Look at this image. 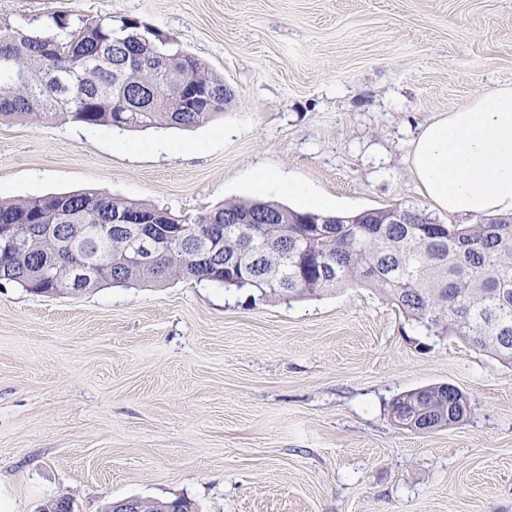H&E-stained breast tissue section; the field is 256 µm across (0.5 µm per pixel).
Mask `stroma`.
<instances>
[{"label":"stroma","mask_w":512,"mask_h":512,"mask_svg":"<svg viewBox=\"0 0 512 512\" xmlns=\"http://www.w3.org/2000/svg\"><path fill=\"white\" fill-rule=\"evenodd\" d=\"M135 19L223 78L188 129L0 121V198L75 191L197 216L281 171L338 213L433 209L408 167L439 113L512 85V0H0V27L51 35ZM468 398L445 429L392 401ZM128 497L198 512H512V367L408 322L378 292L252 298L209 282L77 296L0 285V512ZM468 400L454 386L430 385L407 391L392 402V414L399 426L429 431L447 426L448 420H463ZM139 506L138 512H194L193 504L183 498L167 501L159 499H142L135 497Z\"/></svg>","instance_id":"35a3bbf8"}]
</instances>
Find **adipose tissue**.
I'll list each match as a JSON object with an SVG mask.
<instances>
[{
	"label": "adipose tissue",
	"instance_id": "adipose-tissue-1",
	"mask_svg": "<svg viewBox=\"0 0 512 512\" xmlns=\"http://www.w3.org/2000/svg\"><path fill=\"white\" fill-rule=\"evenodd\" d=\"M408 165L422 195L439 211L512 214V85L424 125L411 143ZM251 189L259 197L288 195L306 211L333 206L280 172L256 174Z\"/></svg>",
	"mask_w": 512,
	"mask_h": 512
}]
</instances>
